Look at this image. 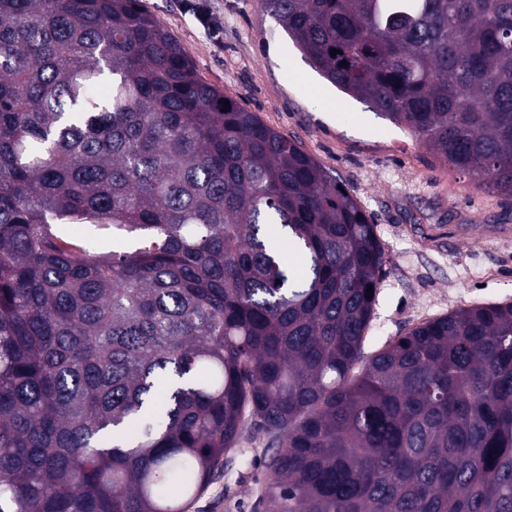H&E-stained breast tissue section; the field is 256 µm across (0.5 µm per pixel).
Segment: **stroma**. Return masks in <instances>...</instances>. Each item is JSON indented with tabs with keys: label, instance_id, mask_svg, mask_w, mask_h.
Masks as SVG:
<instances>
[{
	"label": "stroma",
	"instance_id": "stroma-1",
	"mask_svg": "<svg viewBox=\"0 0 512 512\" xmlns=\"http://www.w3.org/2000/svg\"><path fill=\"white\" fill-rule=\"evenodd\" d=\"M204 29L188 0H139L198 75L333 169L376 224L387 254L364 345L372 354L453 309L512 301V197L492 194L432 155L403 127L322 79L257 0H206ZM267 441L245 428L236 459L188 512H262Z\"/></svg>",
	"mask_w": 512,
	"mask_h": 512
}]
</instances>
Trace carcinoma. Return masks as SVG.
<instances>
[{"label":"carcinoma","mask_w":512,"mask_h":512,"mask_svg":"<svg viewBox=\"0 0 512 512\" xmlns=\"http://www.w3.org/2000/svg\"><path fill=\"white\" fill-rule=\"evenodd\" d=\"M259 4L512 197V0ZM385 262L343 180L138 0H0V512H186L248 422L264 512H512V302L366 357Z\"/></svg>","instance_id":"obj_1"}]
</instances>
